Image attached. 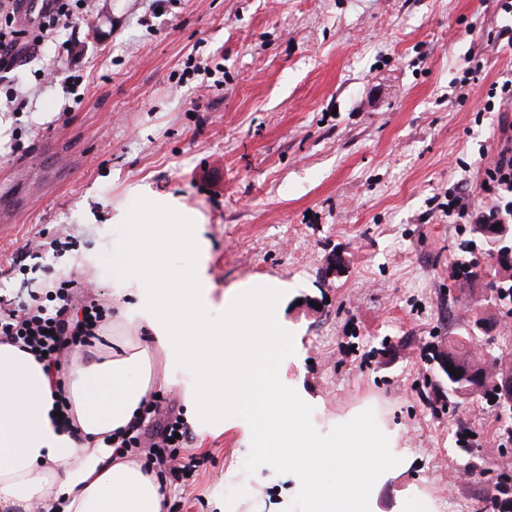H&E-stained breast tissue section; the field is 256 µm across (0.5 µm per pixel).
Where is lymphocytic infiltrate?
<instances>
[{
    "mask_svg": "<svg viewBox=\"0 0 512 512\" xmlns=\"http://www.w3.org/2000/svg\"><path fill=\"white\" fill-rule=\"evenodd\" d=\"M24 0H0V73L13 70L25 55L39 49L54 33L70 27L90 0H47L37 26L26 27L20 17ZM499 125L506 136L495 147L493 161L485 167L482 188L491 197L488 209L471 216L466 193L457 188L448 194V215L480 224L512 222V116L501 113ZM76 280L47 276L28 293V302L0 310V341L18 346L41 359L46 370L61 372L68 353L90 346L98 339L108 309L93 296L74 298ZM144 468L156 476L180 480L185 466L177 459L190 441L189 429L179 416L168 413L159 423Z\"/></svg>",
    "mask_w": 512,
    "mask_h": 512,
    "instance_id": "1",
    "label": "lymphocytic infiltrate"
}]
</instances>
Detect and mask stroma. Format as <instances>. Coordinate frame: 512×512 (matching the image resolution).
Masks as SVG:
<instances>
[{"instance_id":"35a3bbf8","label":"stroma","mask_w":512,"mask_h":512,"mask_svg":"<svg viewBox=\"0 0 512 512\" xmlns=\"http://www.w3.org/2000/svg\"><path fill=\"white\" fill-rule=\"evenodd\" d=\"M507 22L498 0H96L0 78V209L16 224L0 238V298L80 267L111 300L112 247L130 232L120 211L173 199L200 224L216 293L283 282L278 369L317 439L352 420L398 438L403 463L377 468L366 512L511 498L512 412L450 398L434 363L486 319L483 352L512 364V316L487 278L452 271L471 258V227L441 211L457 186L472 212L491 203L482 148L497 115L452 82L469 54L487 81L512 69L488 40ZM190 57L220 65L217 85ZM48 68L79 78L75 94L43 84ZM38 233L46 247L27 248ZM333 255L344 266L328 278ZM182 454L198 465L168 493L176 512H296L311 496L235 429ZM243 459L248 488L228 498Z\"/></svg>"}]
</instances>
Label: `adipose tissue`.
<instances>
[{
  "label": "adipose tissue",
  "mask_w": 512,
  "mask_h": 512,
  "mask_svg": "<svg viewBox=\"0 0 512 512\" xmlns=\"http://www.w3.org/2000/svg\"><path fill=\"white\" fill-rule=\"evenodd\" d=\"M161 224L174 225L187 251L202 249L194 216L165 201L149 205L115 244L122 304L111 345L70 356L60 384L70 425L54 414L57 395L41 363L0 343V512H29L35 503L42 512H167L156 475L134 455L114 454L107 442L152 394L172 388V377L157 370L161 356L195 374L187 411L200 437L241 428L246 447L260 449L262 461L279 469L297 468L296 454L313 441L295 419L300 402L275 375L289 341L278 316L281 284L249 279L226 291L224 327L216 329L203 265L172 276L156 237ZM337 436L335 495L345 501L379 459L375 440L355 425ZM379 461L400 463L391 454Z\"/></svg>",
  "instance_id": "obj_1"
}]
</instances>
